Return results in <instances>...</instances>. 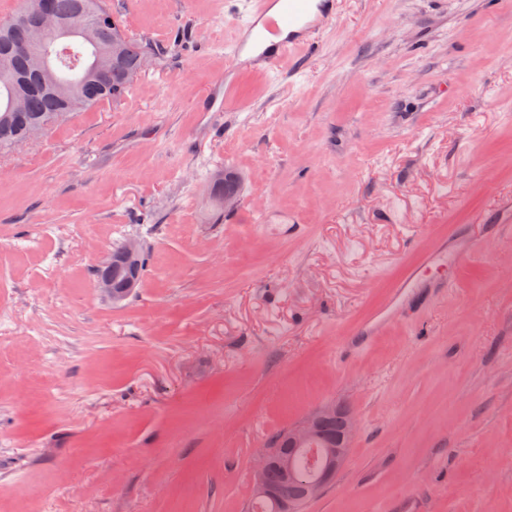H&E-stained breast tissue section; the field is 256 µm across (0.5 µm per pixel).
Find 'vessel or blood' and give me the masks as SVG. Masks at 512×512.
<instances>
[{"mask_svg":"<svg viewBox=\"0 0 512 512\" xmlns=\"http://www.w3.org/2000/svg\"><path fill=\"white\" fill-rule=\"evenodd\" d=\"M335 16L336 0H255L236 27L231 65L250 61L273 68L289 54L310 48L312 31Z\"/></svg>","mask_w":512,"mask_h":512,"instance_id":"vessel-or-blood-1","label":"vessel or blood"}]
</instances>
